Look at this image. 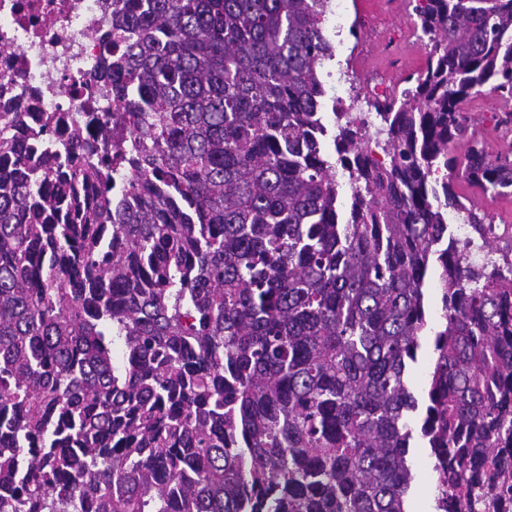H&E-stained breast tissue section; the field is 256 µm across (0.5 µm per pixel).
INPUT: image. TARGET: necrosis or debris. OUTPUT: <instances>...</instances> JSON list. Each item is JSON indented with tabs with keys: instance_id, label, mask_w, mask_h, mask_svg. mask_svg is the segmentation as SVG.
<instances>
[{
	"instance_id": "obj_1",
	"label": "necrosis or debris",
	"mask_w": 512,
	"mask_h": 512,
	"mask_svg": "<svg viewBox=\"0 0 512 512\" xmlns=\"http://www.w3.org/2000/svg\"><path fill=\"white\" fill-rule=\"evenodd\" d=\"M112 0H0V79L14 82L0 112H64L94 134L93 112L111 110L101 87L87 88L97 71V36Z\"/></svg>"
}]
</instances>
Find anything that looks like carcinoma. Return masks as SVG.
I'll list each match as a JSON object with an SVG mask.
<instances>
[{"instance_id": "1", "label": "carcinoma", "mask_w": 512, "mask_h": 512, "mask_svg": "<svg viewBox=\"0 0 512 512\" xmlns=\"http://www.w3.org/2000/svg\"><path fill=\"white\" fill-rule=\"evenodd\" d=\"M329 0H112L113 140L0 114V512H512V0H416L429 51L322 115ZM466 213L469 240L448 230ZM439 267L431 372L408 373ZM467 108L490 150L494 153L502 150L503 134L495 128V117L502 110L499 99L486 92L469 102ZM448 177H451L457 183V188L462 194L478 204L481 212H484L488 219L492 221L491 224L493 222L494 224H512V199L484 195L478 189L469 186L457 172L450 173L448 171ZM412 463L415 480L408 510L410 512H434L433 459L428 456L427 451L424 449V452L419 456L416 455L415 451Z\"/></svg>"}]
</instances>
